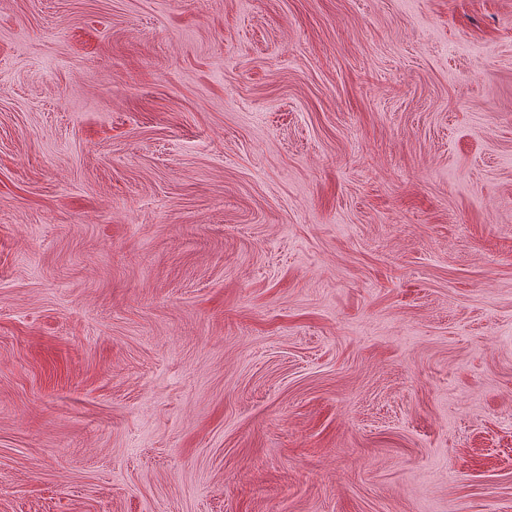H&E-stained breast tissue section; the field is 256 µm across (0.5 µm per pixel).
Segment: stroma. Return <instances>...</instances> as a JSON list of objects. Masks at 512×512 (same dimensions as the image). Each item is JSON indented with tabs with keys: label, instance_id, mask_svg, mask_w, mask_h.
Segmentation results:
<instances>
[{
	"label": "stroma",
	"instance_id": "obj_1",
	"mask_svg": "<svg viewBox=\"0 0 512 512\" xmlns=\"http://www.w3.org/2000/svg\"><path fill=\"white\" fill-rule=\"evenodd\" d=\"M0 512H512V0H0Z\"/></svg>",
	"mask_w": 512,
	"mask_h": 512
}]
</instances>
